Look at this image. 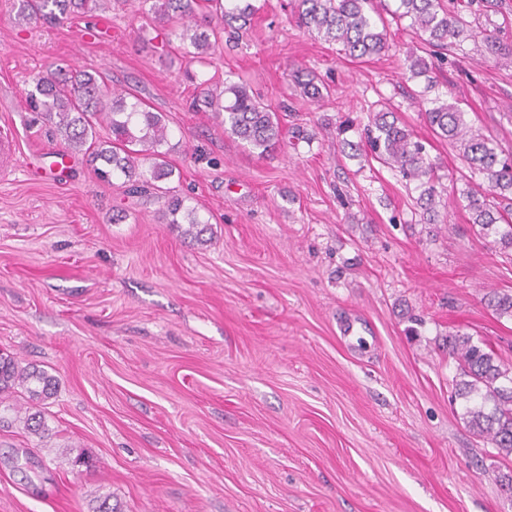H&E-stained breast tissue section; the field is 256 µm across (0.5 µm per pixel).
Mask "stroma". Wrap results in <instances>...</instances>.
I'll use <instances>...</instances> for the list:
<instances>
[{
  "instance_id": "stroma-1",
  "label": "stroma",
  "mask_w": 512,
  "mask_h": 512,
  "mask_svg": "<svg viewBox=\"0 0 512 512\" xmlns=\"http://www.w3.org/2000/svg\"><path fill=\"white\" fill-rule=\"evenodd\" d=\"M251 2L239 45L185 71L137 0L37 24L0 0V128L15 146L0 154V353L58 382L44 437L15 421L25 394L0 406V512H92L104 496L120 512H512V460L466 424L448 357L460 331L512 367V319L486 305L512 293V249L479 235L457 196L460 152L414 98L419 37L388 21V51L353 60L299 29L290 0ZM465 49L434 69L436 88L512 152V67ZM57 65L163 114L164 185L210 222L209 245L184 240L161 200L99 182L87 156L67 178L29 179L23 159L62 146L25 102ZM297 69L329 97L296 96ZM214 75L288 101L275 151L191 108L195 81ZM386 108L456 178L440 223L350 150ZM298 125L307 138H292Z\"/></svg>"
}]
</instances>
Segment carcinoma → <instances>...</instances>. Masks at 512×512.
<instances>
[{
	"mask_svg": "<svg viewBox=\"0 0 512 512\" xmlns=\"http://www.w3.org/2000/svg\"><path fill=\"white\" fill-rule=\"evenodd\" d=\"M392 19H410V27L424 45L440 58L438 51L455 42L481 40L486 51L512 66V43L486 27L488 13L498 0H398ZM98 0H19L18 17L24 21L61 20L74 13L92 10ZM140 10L160 27L162 46L190 63H207V55L223 43L224 35L244 31L255 8L250 0H139ZM298 27L314 33L330 45H338L352 59L381 54L388 47L384 19L373 0H291ZM303 96L313 102L324 98L325 85L314 74L294 76ZM29 111L37 112L55 125L65 149L89 154L101 162L97 177L108 184L115 180L130 194L149 189L164 200L168 223L181 227L182 234L200 245L209 239L210 224L195 209L184 207V199L158 185L171 175L162 147L168 128L159 112L147 109L133 91L110 87L87 71L63 67L48 69L33 81L26 94ZM423 112L431 130L440 138L460 145L467 173L461 178L480 177L460 191L472 223L484 237H494L502 248L512 249V155L498 150L492 139L472 131L457 102L436 94L423 98ZM195 106L213 113L224 124V132L264 155L282 138L278 109L254 96L243 81L203 82L197 86ZM365 125L371 156L401 175L419 191L417 204L426 223H438L437 203L447 187L439 166L432 163L425 146L392 111L370 112ZM149 167H143L144 162ZM487 306L498 316L512 317V294L492 292ZM448 355L457 364L453 383L457 396L470 403L464 419L477 435L492 442L498 454L512 455V370L497 361L467 333L448 338ZM57 380L33 366H22L11 356L0 355V403L22 389L38 409L26 408L23 428L30 434L48 431L39 406L57 393Z\"/></svg>",
	"mask_w": 512,
	"mask_h": 512,
	"instance_id": "cac0c4a2",
	"label": "carcinoma"
}]
</instances>
